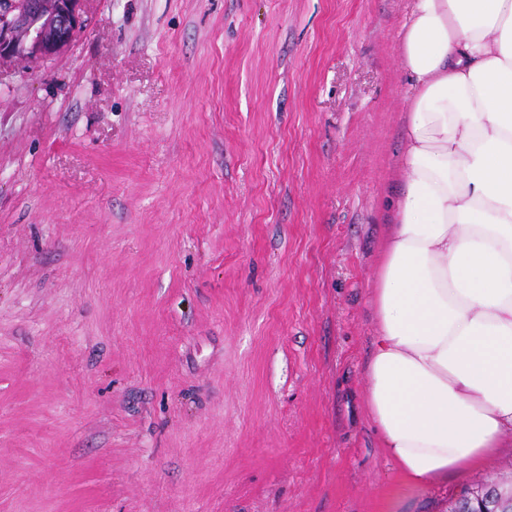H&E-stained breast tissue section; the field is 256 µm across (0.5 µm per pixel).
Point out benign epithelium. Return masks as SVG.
Masks as SVG:
<instances>
[{"instance_id": "7a95c632", "label": "benign epithelium", "mask_w": 512, "mask_h": 512, "mask_svg": "<svg viewBox=\"0 0 512 512\" xmlns=\"http://www.w3.org/2000/svg\"><path fill=\"white\" fill-rule=\"evenodd\" d=\"M83 0H0V66L37 62L64 51L83 27ZM448 512H494L481 495L469 506L452 500Z\"/></svg>"}]
</instances>
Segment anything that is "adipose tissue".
I'll list each match as a JSON object with an SVG mask.
<instances>
[{
    "label": "adipose tissue",
    "mask_w": 512,
    "mask_h": 512,
    "mask_svg": "<svg viewBox=\"0 0 512 512\" xmlns=\"http://www.w3.org/2000/svg\"><path fill=\"white\" fill-rule=\"evenodd\" d=\"M366 405L415 492L512 438V0H413Z\"/></svg>",
    "instance_id": "1"
}]
</instances>
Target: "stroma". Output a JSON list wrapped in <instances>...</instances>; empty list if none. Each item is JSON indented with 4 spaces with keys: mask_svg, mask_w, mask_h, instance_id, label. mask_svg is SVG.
I'll use <instances>...</instances> for the list:
<instances>
[{
    "mask_svg": "<svg viewBox=\"0 0 512 512\" xmlns=\"http://www.w3.org/2000/svg\"><path fill=\"white\" fill-rule=\"evenodd\" d=\"M410 0H84L0 71V512H444L365 406Z\"/></svg>",
    "mask_w": 512,
    "mask_h": 512,
    "instance_id": "1",
    "label": "stroma"
}]
</instances>
